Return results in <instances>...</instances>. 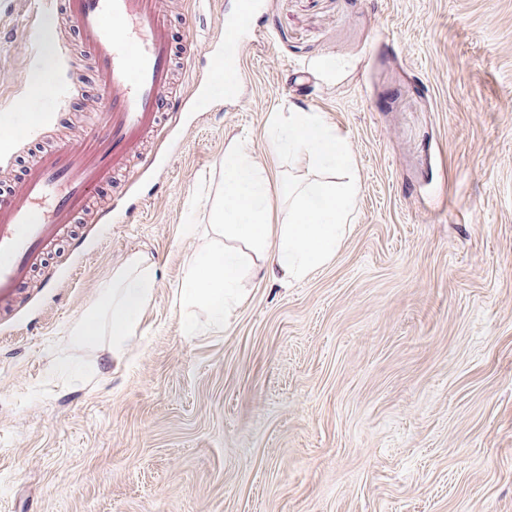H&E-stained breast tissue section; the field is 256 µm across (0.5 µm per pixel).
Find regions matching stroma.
I'll return each mask as SVG.
<instances>
[{"label": "stroma", "mask_w": 512, "mask_h": 512, "mask_svg": "<svg viewBox=\"0 0 512 512\" xmlns=\"http://www.w3.org/2000/svg\"><path fill=\"white\" fill-rule=\"evenodd\" d=\"M34 2L0 0V182L31 113L88 109L60 72L76 34L47 12L31 36ZM236 7L169 0L191 57L175 88L209 90L142 213L80 224L79 249L0 298V512H512V0H258L227 86L212 39ZM297 107L346 140L347 236L303 280L244 275L224 326L182 335L225 152L252 151L281 223L307 165L267 130ZM135 256L156 288L116 367L109 332L71 337Z\"/></svg>", "instance_id": "35a3bbf8"}]
</instances>
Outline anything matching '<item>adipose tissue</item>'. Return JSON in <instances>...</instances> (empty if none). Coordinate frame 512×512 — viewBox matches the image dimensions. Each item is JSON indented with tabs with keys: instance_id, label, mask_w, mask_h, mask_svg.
I'll list each match as a JSON object with an SVG mask.
<instances>
[{
	"instance_id": "1",
	"label": "adipose tissue",
	"mask_w": 512,
	"mask_h": 512,
	"mask_svg": "<svg viewBox=\"0 0 512 512\" xmlns=\"http://www.w3.org/2000/svg\"><path fill=\"white\" fill-rule=\"evenodd\" d=\"M268 140L281 157H305L313 168L335 171L332 179L296 180L288 187L283 223L271 221L269 178L246 148L224 155V204L211 230L226 244L197 255L187 268L178 295L184 307L206 311L220 325L241 299L243 267L263 277L277 273L302 279L327 264L349 230L358 184L344 139L327 125L322 113L304 108L289 113L287 122L273 121ZM156 286L150 266L134 258L112 277L102 310L84 319L77 342L90 343L109 328L112 362L121 364L136 336Z\"/></svg>"
}]
</instances>
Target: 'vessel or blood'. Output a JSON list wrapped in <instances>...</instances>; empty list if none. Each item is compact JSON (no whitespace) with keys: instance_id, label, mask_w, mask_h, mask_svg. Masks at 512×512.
Returning <instances> with one entry per match:
<instances>
[{"instance_id":"b4317fda","label":"vessel or blood","mask_w":512,"mask_h":512,"mask_svg":"<svg viewBox=\"0 0 512 512\" xmlns=\"http://www.w3.org/2000/svg\"><path fill=\"white\" fill-rule=\"evenodd\" d=\"M56 8L78 28L99 109L80 138H52L0 201V296L28 284L49 246L137 155L147 132L175 144L194 122L193 99L171 90L166 0H56ZM218 38L240 55L252 48L228 23Z\"/></svg>"}]
</instances>
